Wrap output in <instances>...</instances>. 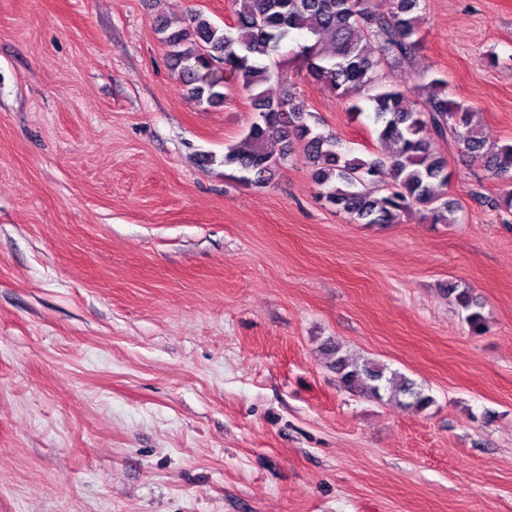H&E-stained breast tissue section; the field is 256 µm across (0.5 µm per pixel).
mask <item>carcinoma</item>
Returning a JSON list of instances; mask_svg holds the SVG:
<instances>
[{"label":"carcinoma","mask_w":512,"mask_h":512,"mask_svg":"<svg viewBox=\"0 0 512 512\" xmlns=\"http://www.w3.org/2000/svg\"><path fill=\"white\" fill-rule=\"evenodd\" d=\"M424 0H235L233 23L221 28L199 15L189 25L158 34L169 48L177 80L200 104L221 107L225 89L234 85L251 99L255 120L244 136L248 148L229 145L224 166L244 184H265L288 161L293 141L305 142L306 158L322 197L355 224H398L412 210L434 224L456 223L458 205L441 192L451 172L437 143L453 137L461 151L483 160L496 179L512 180V143L489 144L474 109L448 93V79L428 69L415 70L423 40ZM298 34L292 60L315 81L334 92L353 116L373 115L377 140L390 145L383 156H355L335 135L320 130L314 113L295 104L293 86L274 97L264 89L272 79L286 82L284 62L277 69L262 63ZM416 73L417 83L394 85L385 70ZM472 195L505 217H512V190L495 197L477 183ZM448 296L466 312L474 333L486 317L470 289L454 285ZM328 351L343 387L364 389L378 400L388 397L425 410L431 396L409 379L366 360Z\"/></svg>","instance_id":"obj_1"}]
</instances>
